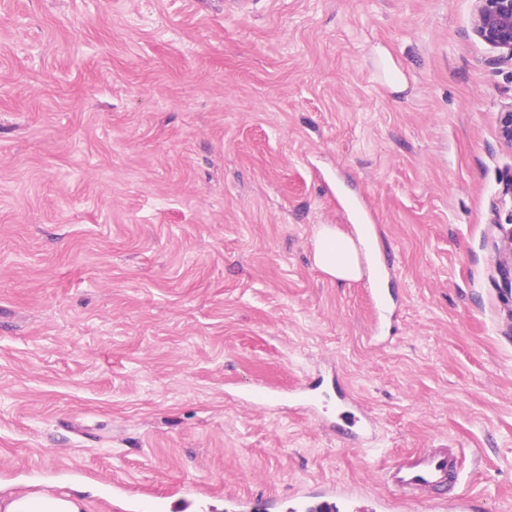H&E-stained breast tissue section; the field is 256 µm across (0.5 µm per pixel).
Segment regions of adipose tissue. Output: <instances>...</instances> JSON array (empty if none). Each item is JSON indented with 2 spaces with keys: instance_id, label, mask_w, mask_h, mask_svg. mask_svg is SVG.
I'll use <instances>...</instances> for the list:
<instances>
[{
  "instance_id": "ef3b65f1",
  "label": "adipose tissue",
  "mask_w": 512,
  "mask_h": 512,
  "mask_svg": "<svg viewBox=\"0 0 512 512\" xmlns=\"http://www.w3.org/2000/svg\"><path fill=\"white\" fill-rule=\"evenodd\" d=\"M364 240L339 233L333 226H321L315 236L313 261L329 277L350 282L363 275L360 253ZM85 502L68 493L32 491L0 499V512H84Z\"/></svg>"
}]
</instances>
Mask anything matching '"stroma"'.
Returning <instances> with one entry per match:
<instances>
[{"label": "stroma", "mask_w": 512, "mask_h": 512, "mask_svg": "<svg viewBox=\"0 0 512 512\" xmlns=\"http://www.w3.org/2000/svg\"><path fill=\"white\" fill-rule=\"evenodd\" d=\"M248 2L0 0V494L284 512L455 448L512 512V58L473 0ZM322 224L368 226L375 277L314 267ZM334 368L369 442L286 401ZM374 55H377L383 68L385 84L388 88L397 93L405 88V78L400 68L393 60L388 50L381 45L372 48Z\"/></svg>", "instance_id": "1"}]
</instances>
